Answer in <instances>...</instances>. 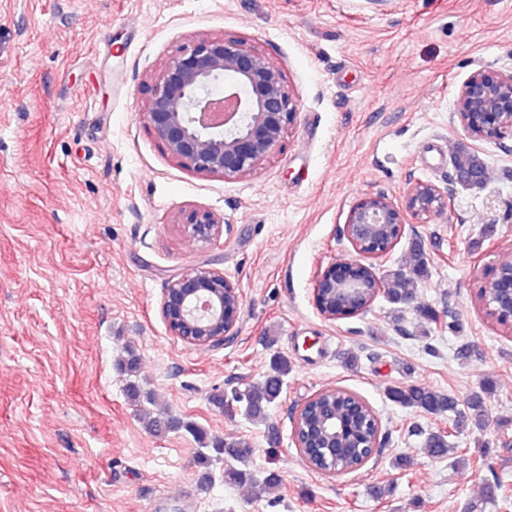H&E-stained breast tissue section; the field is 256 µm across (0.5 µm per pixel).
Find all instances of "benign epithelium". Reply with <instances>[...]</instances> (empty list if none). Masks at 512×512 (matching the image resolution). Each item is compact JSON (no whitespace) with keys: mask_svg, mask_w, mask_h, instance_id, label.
Returning <instances> with one entry per match:
<instances>
[{"mask_svg":"<svg viewBox=\"0 0 512 512\" xmlns=\"http://www.w3.org/2000/svg\"><path fill=\"white\" fill-rule=\"evenodd\" d=\"M142 119L166 153L200 174L234 179L250 174L279 150L297 117L299 100L281 68L247 41L236 37L189 41L142 88ZM456 114L463 131L476 141L512 135V69L479 68L462 82ZM448 192L429 181L408 188L404 203L385 194L367 195L348 212L342 228L355 257L319 269L313 303L327 321L356 316L369 309L383 291L377 263L402 238L410 220L441 216ZM190 240L209 243L220 221L207 210L191 209L176 218ZM484 311L506 320L512 329V260L500 254L484 265ZM243 306L238 283L224 272L198 266L164 289L161 316L174 338L198 347H217L234 338ZM308 398L291 416V439L300 457L297 418ZM323 429L315 443L336 447L335 404L314 408Z\"/></svg>","mask_w":512,"mask_h":512,"instance_id":"1","label":"benign epithelium"}]
</instances>
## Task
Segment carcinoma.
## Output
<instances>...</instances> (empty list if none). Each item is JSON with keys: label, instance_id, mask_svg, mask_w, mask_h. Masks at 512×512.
Instances as JSON below:
<instances>
[{"label": "carcinoma", "instance_id": "cac0c4a2", "mask_svg": "<svg viewBox=\"0 0 512 512\" xmlns=\"http://www.w3.org/2000/svg\"><path fill=\"white\" fill-rule=\"evenodd\" d=\"M455 168L464 175L477 174V177L467 182L469 187H479L486 179V166L478 153L460 149L453 156ZM429 261L424 249L416 245L409 254L408 266L388 271L383 277L386 299L391 304L403 306L414 305L416 300V283L428 276ZM290 365L283 356L273 359L270 371L262 381L250 384L245 389L226 394L217 391L210 395L211 404L221 413L233 417L241 414L249 420L267 418L268 408L281 396L284 378L288 375ZM336 398L339 404V412L344 416L345 432L342 441L346 443L348 450L340 451L331 448H313L309 452L310 468L326 475L338 476L343 469L364 466L370 449L367 448L376 433V426L370 423L372 414L362 410L356 418H351L346 413V403L359 399V395L352 391H336L331 394L323 391L319 394V400L324 401ZM386 398L392 403L436 416H444L448 412H458V401L447 394L441 393L431 387L420 384H399L386 390ZM471 420L479 427L486 426L482 398L473 396L467 401ZM146 427L161 434L173 429H184L198 443L202 451L196 456L198 466L207 469L215 458L223 455L230 456L237 465L229 466L224 470V481L230 484L248 483L256 494H266L279 487L280 479L274 473L265 478L256 479L248 468L253 456V447L245 440H240L232 445H227L224 440L211 435L205 429L192 422H179L165 419L159 415L145 418ZM451 432L437 430L428 434L424 440V452L431 458H442L448 455Z\"/></svg>", "mask_w": 512, "mask_h": 512}]
</instances>
